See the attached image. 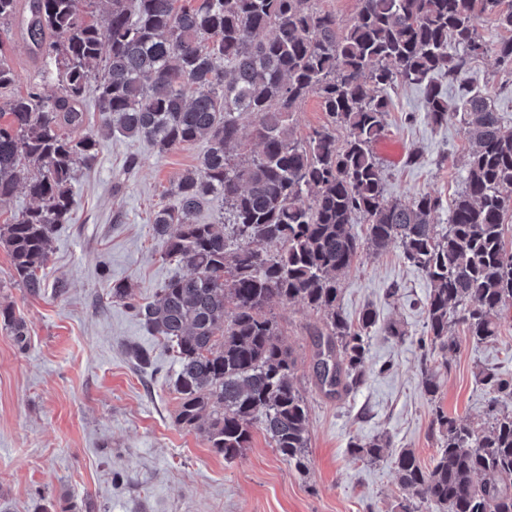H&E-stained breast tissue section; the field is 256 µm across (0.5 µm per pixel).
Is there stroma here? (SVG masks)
<instances>
[{"label":"stroma","instance_id":"obj_1","mask_svg":"<svg viewBox=\"0 0 512 512\" xmlns=\"http://www.w3.org/2000/svg\"><path fill=\"white\" fill-rule=\"evenodd\" d=\"M11 46L16 92L37 84L57 95L28 41L17 36ZM471 75L503 128L512 130V78L490 54L474 61ZM391 98L382 143L421 149L424 160L384 165L387 200L428 193L451 206L468 148L459 117L428 124L422 94L412 86L395 88ZM205 146L199 140L161 152L118 134L100 137L95 164L74 184L72 220L52 237L40 295L13 283L10 257L0 248V305L28 328L22 349L0 323V512H42L50 504L73 512H395L394 471L351 455L350 441L381 435L391 452L408 448L430 465L441 446L437 413L480 422L487 395L479 370L512 372L511 308L501 314L499 339L489 346L466 343L464 328L455 326L462 345L448 357L437 397L424 395L420 303L429 283L394 244L380 255L362 251L339 284V309L348 320L357 321L370 306L380 321L367 338L366 377L348 394L326 396L313 377L323 311L300 302L273 308L308 408L307 474L289 466L261 431L229 463L178 427L174 354L113 300L111 289L127 281L137 299L149 301L165 281L185 273V266L162 256L151 217L173 205L177 177L197 164ZM132 157L139 158L137 167H129ZM391 321L405 330L403 341L385 336L382 326ZM133 347L151 352L154 366H138Z\"/></svg>","mask_w":512,"mask_h":512}]
</instances>
